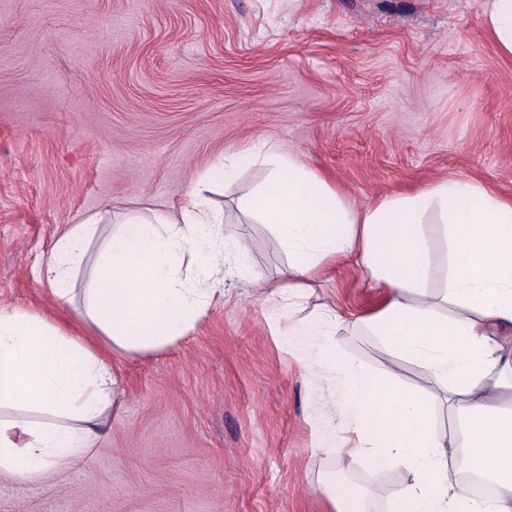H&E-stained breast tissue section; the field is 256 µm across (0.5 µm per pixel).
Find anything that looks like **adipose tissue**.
<instances>
[{"instance_id":"1","label":"adipose tissue","mask_w":512,"mask_h":512,"mask_svg":"<svg viewBox=\"0 0 512 512\" xmlns=\"http://www.w3.org/2000/svg\"><path fill=\"white\" fill-rule=\"evenodd\" d=\"M483 27L499 56L512 59V0H491ZM245 162L266 166L269 180L238 207L269 225L290 257L281 280L257 278L253 286L272 320L292 316L288 336L312 381L343 394L328 414L341 441L325 444V454L367 461L378 476L402 471L394 512H512V198L475 179L442 180L359 211L294 156L263 144L206 179L232 185ZM429 216L448 242L439 288L422 230ZM219 221L195 188L179 217L130 216L105 237L101 216L91 215L59 238L42 277L66 306L89 267L82 322L119 354L159 350L194 328L226 261L247 250L223 240ZM347 255L387 289L385 305L363 316L328 306L305 311L321 270ZM343 331L380 340L382 375L352 358H329ZM399 361L419 369L421 386L394 382ZM114 385L110 363L89 343L41 315L0 308V476L33 482L83 459L114 403ZM441 412L452 430L438 428ZM468 476L489 481L493 495L471 496Z\"/></svg>"}]
</instances>
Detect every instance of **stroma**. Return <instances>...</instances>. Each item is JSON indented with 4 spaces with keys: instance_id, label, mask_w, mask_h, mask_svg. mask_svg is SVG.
I'll return each instance as SVG.
<instances>
[{
    "instance_id": "obj_1",
    "label": "stroma",
    "mask_w": 512,
    "mask_h": 512,
    "mask_svg": "<svg viewBox=\"0 0 512 512\" xmlns=\"http://www.w3.org/2000/svg\"><path fill=\"white\" fill-rule=\"evenodd\" d=\"M486 0H0V306L43 314L110 357L115 403L64 475L0 479V512H331L318 489L388 512L401 472L321 451L340 395L311 385L248 279L224 281L183 339L113 354L39 277L87 216H174L222 159L258 142L292 154L368 207L440 179L512 195V60L482 27ZM245 169L212 185L255 275L288 256L242 221ZM309 306L379 308L386 291L338 260Z\"/></svg>"
}]
</instances>
